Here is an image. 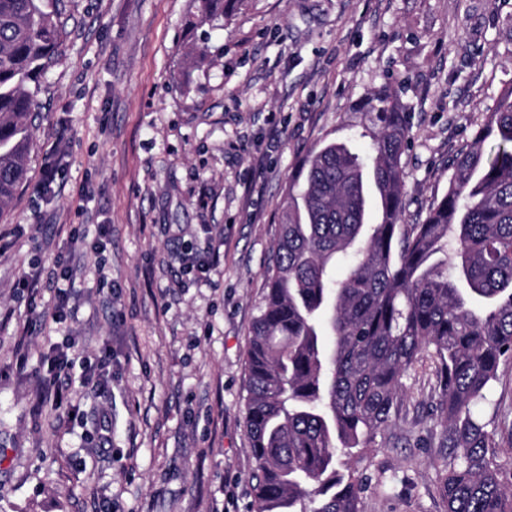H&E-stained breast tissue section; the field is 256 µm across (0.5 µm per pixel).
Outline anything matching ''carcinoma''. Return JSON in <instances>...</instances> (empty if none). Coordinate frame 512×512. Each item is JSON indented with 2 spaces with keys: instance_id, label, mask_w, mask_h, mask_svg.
Returning <instances> with one entry per match:
<instances>
[{
  "instance_id": "1",
  "label": "carcinoma",
  "mask_w": 512,
  "mask_h": 512,
  "mask_svg": "<svg viewBox=\"0 0 512 512\" xmlns=\"http://www.w3.org/2000/svg\"><path fill=\"white\" fill-rule=\"evenodd\" d=\"M233 7L201 0L200 22ZM60 15L44 0H0L1 206L26 178L36 83L62 55ZM362 114L352 138L366 151L329 142L287 189L247 358L252 512H362L369 477L352 461L396 424L424 359L443 512H512L500 463L512 420L472 412L512 362V87L417 224L404 223L410 131L398 92L381 86Z\"/></svg>"
}]
</instances>
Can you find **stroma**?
Listing matches in <instances>:
<instances>
[{
  "label": "stroma",
  "mask_w": 512,
  "mask_h": 512,
  "mask_svg": "<svg viewBox=\"0 0 512 512\" xmlns=\"http://www.w3.org/2000/svg\"><path fill=\"white\" fill-rule=\"evenodd\" d=\"M58 7L63 57L40 80L27 178L0 209L19 238L0 254V512H250L248 341L289 183L388 82L410 128L405 221H421L512 85V0H237L220 26L199 23V0ZM51 155L60 172L41 190ZM211 237L220 266L185 273L180 255ZM61 258L73 277L56 322ZM35 270L32 302L15 283ZM64 346L76 382L110 358L108 391L84 395L79 421L42 390ZM434 383L417 369L359 462L365 512H442Z\"/></svg>",
  "instance_id": "35a3bbf8"
}]
</instances>
